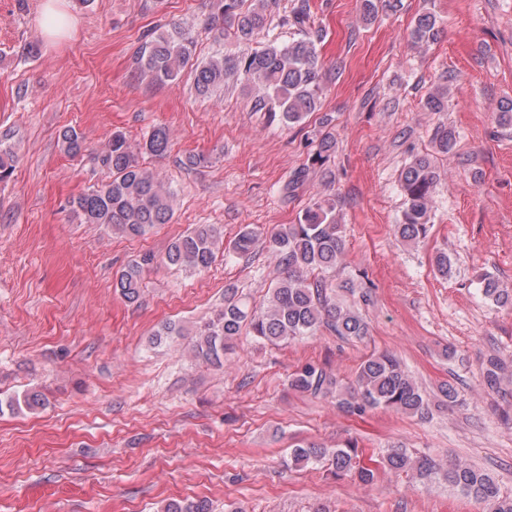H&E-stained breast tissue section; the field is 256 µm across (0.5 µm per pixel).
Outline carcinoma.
<instances>
[{"label":"carcinoma","instance_id":"cac0c4a2","mask_svg":"<svg viewBox=\"0 0 512 512\" xmlns=\"http://www.w3.org/2000/svg\"><path fill=\"white\" fill-rule=\"evenodd\" d=\"M271 0H211L212 21L220 34L232 36L239 46L237 53L222 55L198 64L194 69L193 87L197 96L208 98L231 81H239L251 95V111L260 112L267 122L285 127L303 124L308 115L322 108L323 63L317 48L323 37L315 27L307 0H301L292 14L281 23L295 30L286 42L268 41L259 49L249 45L257 35L270 31L273 17L268 13ZM440 18L427 11L416 16L410 31L413 42L427 45L437 36ZM191 29L174 23L143 46L135 56L139 73L154 84L178 79L195 55ZM443 85L427 94L424 108L443 112L447 107L444 84L455 79L445 72ZM434 149L447 154L456 146L454 131L443 127L433 134ZM61 150L76 157L87 150V143L74 127L58 134ZM171 146L169 130L154 128L143 141L131 145L124 134L115 132L104 149L96 152L99 166L110 180L94 185L75 197L70 206L86 224H104L127 238L145 236L159 224H167L174 214L175 191L141 163L145 155L162 156ZM334 136L322 134L311 165H324L335 151ZM438 178L434 156L416 155L401 170L399 182L404 197L403 208L394 235L402 244H416L427 236L433 209V192ZM263 240L268 254L280 269V276L270 289L263 306L257 308L236 297L224 300V309L199 326L193 345L195 356L220 365L224 351L248 330L256 340L279 345L313 336L325 329L343 339H362L368 326L354 308L336 301L334 285L327 274L336 270L346 252L343 224L336 215V200L319 197L306 207L294 224L262 234L256 227L245 226L232 246L234 254H251L258 240ZM220 249V238L212 224H197L176 238L169 246L165 262L189 272L209 269ZM132 263L118 271L114 288L127 302L135 303L142 292L144 266ZM483 297L498 308L512 309V289L503 287L489 273L479 278ZM512 378V361H490L484 373V385L498 391L504 380ZM290 386L315 397L332 393L334 382L320 367L307 364L290 375ZM45 404L44 396L26 392L7 402L14 410L21 407L34 411ZM339 406L353 415L370 408H383L423 418L430 413V400L403 364L389 353H372L359 365L355 381ZM324 463L337 477H349L362 484L374 480L377 469L395 475L405 474L420 482H444L459 495L472 498L485 512H512V496L505 495L489 474L463 462L446 467L427 456H416L405 448L393 446L379 458H365L355 444L324 448L315 443L293 448L287 464L291 466ZM164 512H210L207 501H172Z\"/></svg>","mask_w":512,"mask_h":512}]
</instances>
